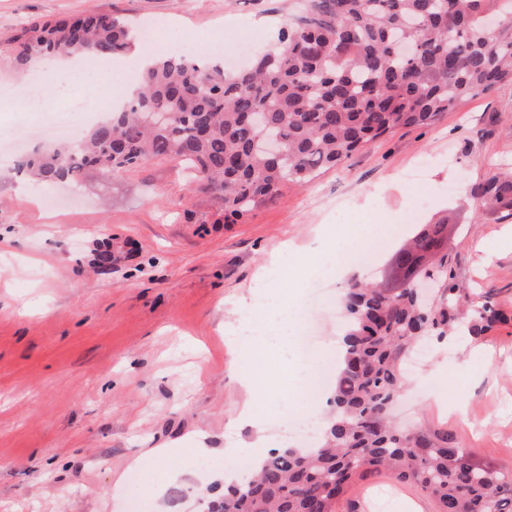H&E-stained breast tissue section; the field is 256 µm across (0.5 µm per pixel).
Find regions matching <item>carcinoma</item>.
Segmentation results:
<instances>
[{
	"mask_svg": "<svg viewBox=\"0 0 512 512\" xmlns=\"http://www.w3.org/2000/svg\"><path fill=\"white\" fill-rule=\"evenodd\" d=\"M492 0H304L277 42L248 67L158 58L120 110L75 150L46 146L23 166L38 182H78L155 158L188 162L200 186L238 217L288 182H306L399 127L422 126L464 98L512 80V0L498 28L484 27ZM414 19L418 27L404 23ZM139 28L95 11L34 24L8 41L0 63L22 67L62 54L111 57ZM414 46L411 57L395 51ZM161 112L176 120L160 123ZM279 139L276 159L265 142ZM471 196L483 210L512 211V178L491 176ZM442 224H423L392 256L418 262L442 283L428 305L409 288L358 280L344 288L343 348L318 442L268 453L224 486L234 512H336L355 479L384 472L429 494L437 512H512V465L475 461L449 431L402 430L390 407L404 388L406 357L424 339L481 336L500 320L470 299L439 254Z\"/></svg>",
	"mask_w": 512,
	"mask_h": 512,
	"instance_id": "cac0c4a2",
	"label": "carcinoma"
}]
</instances>
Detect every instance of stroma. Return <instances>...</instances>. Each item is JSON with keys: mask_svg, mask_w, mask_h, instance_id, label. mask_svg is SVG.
<instances>
[{"mask_svg": "<svg viewBox=\"0 0 512 512\" xmlns=\"http://www.w3.org/2000/svg\"><path fill=\"white\" fill-rule=\"evenodd\" d=\"M297 8V0H0V48L20 28L93 9L152 23L160 55L251 35L262 51ZM30 73L0 67V85L13 89L0 99V143L23 134L28 152L56 123L85 136L140 77L118 68L106 87L73 81L21 112ZM20 159L0 150V512H130L133 501L143 512H206L212 488L251 462L244 445L289 446L279 424L294 416L322 423L301 399L314 366L336 373L339 310L319 313L309 355L279 310L302 303L310 242L322 239L324 257L339 248L335 224L358 246L360 228L375 225L386 245L372 267L337 272L334 289L355 277L393 288L392 251L417 225L447 218L459 280L503 318L476 339L433 343L423 369L406 375L395 416L454 432L480 462L512 464V213H478L470 196L472 184L512 168V81L432 124L378 138L310 183H286L231 219L177 160L109 178L91 171L69 185L31 181ZM292 265L297 275L277 274ZM259 291L268 352L258 389L278 419L260 437L235 423L251 395L237 381L232 313ZM154 448L175 454L162 463ZM164 467L193 479L156 498L145 486Z\"/></svg>", "mask_w": 512, "mask_h": 512, "instance_id": "1", "label": "stroma"}]
</instances>
